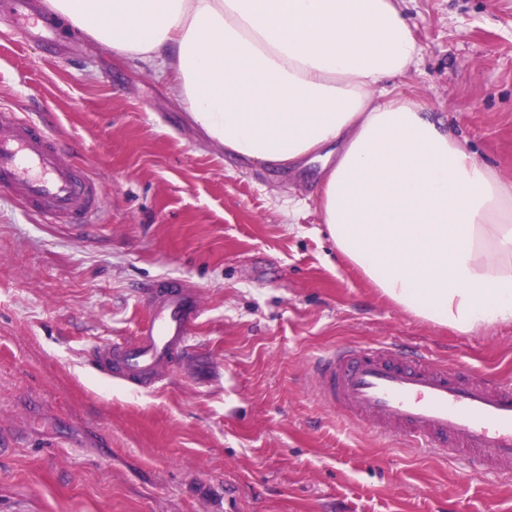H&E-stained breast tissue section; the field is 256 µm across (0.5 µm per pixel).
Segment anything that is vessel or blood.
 I'll return each instance as SVG.
<instances>
[{
	"instance_id": "obj_1",
	"label": "vessel or blood",
	"mask_w": 512,
	"mask_h": 512,
	"mask_svg": "<svg viewBox=\"0 0 512 512\" xmlns=\"http://www.w3.org/2000/svg\"><path fill=\"white\" fill-rule=\"evenodd\" d=\"M13 28L58 53L51 19L30 0H0ZM0 192L52 222L82 228L100 210V186L69 159L67 147L39 119L0 107ZM149 316L133 339L93 349L97 374L136 386L173 371L201 314L196 289L178 280L148 288ZM312 381L328 408L380 436L404 434L418 447L446 448L473 464L512 475V384L465 366H447L396 342L339 346L312 359Z\"/></svg>"
}]
</instances>
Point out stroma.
Segmentation results:
<instances>
[{"instance_id":"stroma-1","label":"stroma","mask_w":512,"mask_h":512,"mask_svg":"<svg viewBox=\"0 0 512 512\" xmlns=\"http://www.w3.org/2000/svg\"><path fill=\"white\" fill-rule=\"evenodd\" d=\"M402 9L421 52L387 88L512 182V0ZM60 40L47 57L0 15V105L50 122L104 210L80 231L0 195V512H512V478L351 425L308 374L396 340L512 382V325L460 333L389 303L320 222V162L244 165L158 68ZM162 278L201 292L190 357L147 389L92 373Z\"/></svg>"}]
</instances>
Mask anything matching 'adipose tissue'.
<instances>
[{"label": "adipose tissue", "instance_id": "1", "mask_svg": "<svg viewBox=\"0 0 512 512\" xmlns=\"http://www.w3.org/2000/svg\"><path fill=\"white\" fill-rule=\"evenodd\" d=\"M66 27L159 67L212 142L295 167L333 149L319 214L337 251L410 315L512 324V182L389 91L420 46L399 0H48Z\"/></svg>", "mask_w": 512, "mask_h": 512}]
</instances>
